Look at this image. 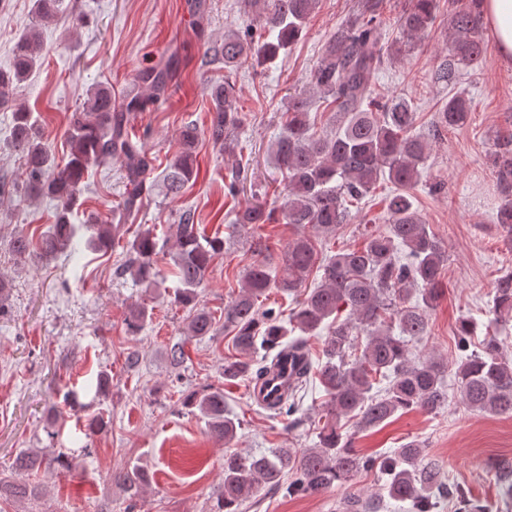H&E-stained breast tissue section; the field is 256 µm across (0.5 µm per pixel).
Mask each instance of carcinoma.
<instances>
[{
    "label": "carcinoma",
    "instance_id": "cac0c4a2",
    "mask_svg": "<svg viewBox=\"0 0 512 512\" xmlns=\"http://www.w3.org/2000/svg\"><path fill=\"white\" fill-rule=\"evenodd\" d=\"M318 0H244L255 15L247 34L231 32L224 43L208 49L224 61L227 72L249 60L272 61L288 49L306 28ZM481 0L454 11L448 60L440 64L435 79L453 85L465 69L486 63L481 37ZM353 14L324 44L321 58L311 72L312 89L335 105L339 125L334 133L315 135L310 118V98L298 91L288 97L282 131L274 153L287 182L277 209L253 203L236 214L242 229L283 221L310 233L288 245L285 274L277 278L268 264L255 261L244 276L237 297L224 306V331L232 335L236 355L224 359V382L246 381L256 392L260 407L271 416L298 412L302 392L317 380L327 400L324 421L313 448H279L270 453L224 454V484L216 512H241L246 502L264 488L284 489L293 495L312 496L334 486H349L357 475L374 470L378 490L364 497L349 493L345 512H382L385 499L410 504L411 512H434L440 502L454 512H488L470 498L459 484L442 475L438 462L427 457L424 445L413 439L381 458L358 453L354 436L383 425L396 413L419 409L437 413L448 405L445 365L437 359L412 355L409 343L428 335L431 312L442 293V274L448 251L413 206L412 190L421 181L430 154L427 140L413 130L417 112L406 99L384 100L376 95L374 78L384 64L382 42L387 23L384 0H356ZM62 0H33V21L14 46L11 68L0 70V108L11 110L10 148L23 159L24 177L15 192L32 203L50 200L54 221L37 241L16 235L12 252L21 259L49 260L74 242L76 225L70 215L80 206L82 186L94 163L118 160L136 190L124 199L118 212L101 217L92 213L85 221L91 232L89 247L106 253L121 235L123 221L141 204L142 176L149 168L145 146L135 142L126 127L127 113L144 109L145 100L132 96L117 105L112 89L102 84L90 89L82 111L71 116L66 129L68 159L63 165L44 142L38 117L15 102L18 86L41 62L42 25L61 11ZM438 0H413L399 16L401 38L392 45L402 54L403 41L423 35L436 19ZM157 99L168 91L166 69H145L138 74ZM211 102L208 138L227 157L239 148L242 114L235 85L229 79L207 87ZM470 108L466 99L451 96L439 112L450 129L465 125ZM198 127L185 124L178 148L164 175L167 190L176 195L195 180ZM492 166L499 185L512 193V139H500ZM387 177L394 190L385 198L387 226L365 231L364 243L322 258L319 235L333 232L350 219V206L360 203ZM499 227L512 236V199L496 214ZM175 242L170 255L179 282L174 302L190 308L187 335L203 339L214 335L216 319L197 307L200 288L214 262L224 253V239L208 236L195 223V212H180L171 225ZM159 240L153 230L138 232L130 243L120 274L134 284L156 288L162 283L154 257ZM321 272L317 287L298 303L283 324L275 311L262 308L258 299L272 288L294 294L313 271ZM346 312L342 318L339 313ZM485 337L470 350L472 322L460 320L454 351L461 402L477 412L512 416V359L504 356L507 337L502 332L512 322V273L496 282ZM152 310L142 304L125 319L131 334L141 331ZM324 335L323 360L312 359L309 338ZM264 351L260 361L254 356ZM283 379V392L270 402L263 395L271 379ZM183 405L199 410L212 437L229 445L241 423L226 407L224 389L209 385L187 395ZM47 459L45 449L19 453L9 470L31 473ZM130 499L149 483V473L139 465L119 476ZM38 488L26 481L0 476V499L34 497Z\"/></svg>",
    "mask_w": 512,
    "mask_h": 512
}]
</instances>
